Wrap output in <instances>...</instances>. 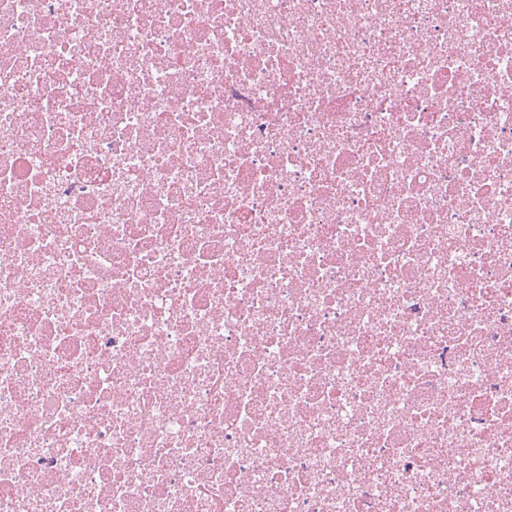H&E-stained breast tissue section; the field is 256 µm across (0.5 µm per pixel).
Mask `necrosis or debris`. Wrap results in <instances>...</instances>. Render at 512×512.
<instances>
[{"label":"necrosis or debris","mask_w":512,"mask_h":512,"mask_svg":"<svg viewBox=\"0 0 512 512\" xmlns=\"http://www.w3.org/2000/svg\"><path fill=\"white\" fill-rule=\"evenodd\" d=\"M0 512H512V0H0Z\"/></svg>","instance_id":"necrosis-or-debris-1"}]
</instances>
